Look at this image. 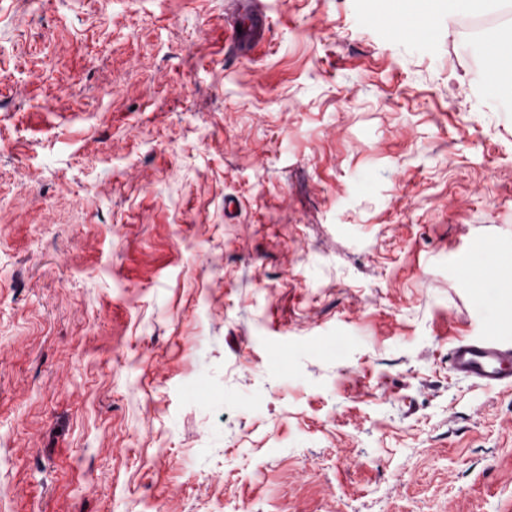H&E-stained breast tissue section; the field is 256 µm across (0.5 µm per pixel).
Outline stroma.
<instances>
[{"label":"stroma","mask_w":512,"mask_h":512,"mask_svg":"<svg viewBox=\"0 0 512 512\" xmlns=\"http://www.w3.org/2000/svg\"><path fill=\"white\" fill-rule=\"evenodd\" d=\"M225 7L0 0V512H512V8ZM230 12L226 13L235 37L247 44L253 51H258L267 42V28L262 2L257 0H231ZM237 26L241 27L238 33ZM499 41L495 40L487 45V58L491 69L499 77L498 93L502 97L512 98V56H504L500 53ZM452 372L480 386L512 384V343L497 338H458L448 352Z\"/></svg>","instance_id":"35a3bbf8"}]
</instances>
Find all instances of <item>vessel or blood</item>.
Instances as JSON below:
<instances>
[{
    "instance_id": "b4317fda",
    "label": "vessel or blood",
    "mask_w": 512,
    "mask_h": 512,
    "mask_svg": "<svg viewBox=\"0 0 512 512\" xmlns=\"http://www.w3.org/2000/svg\"><path fill=\"white\" fill-rule=\"evenodd\" d=\"M227 19L237 27L239 41L252 50L267 42L265 16L260 0H230ZM452 372L480 386L512 384V343L497 338H458L448 352Z\"/></svg>"
}]
</instances>
